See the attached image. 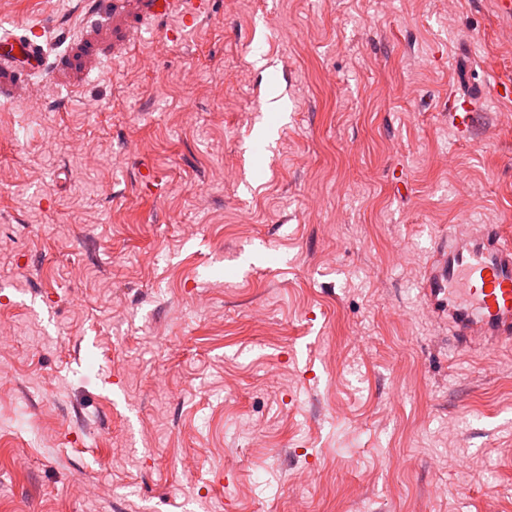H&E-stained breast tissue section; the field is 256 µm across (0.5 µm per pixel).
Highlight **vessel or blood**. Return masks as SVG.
<instances>
[{"mask_svg":"<svg viewBox=\"0 0 512 512\" xmlns=\"http://www.w3.org/2000/svg\"><path fill=\"white\" fill-rule=\"evenodd\" d=\"M209 0H98L101 17L123 20L122 34L112 47L123 54L139 43L146 26L174 17L183 26L206 17ZM41 26L23 35L0 33V99L33 100L32 77L44 73ZM477 112L474 98L458 99L452 109L453 124L470 134ZM430 292L448 302V334L460 350L512 348V240L501 225L478 224L473 231L454 225L448 246L438 252Z\"/></svg>","mask_w":512,"mask_h":512,"instance_id":"1","label":"vessel or blood"}]
</instances>
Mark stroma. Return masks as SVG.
<instances>
[{"mask_svg":"<svg viewBox=\"0 0 512 512\" xmlns=\"http://www.w3.org/2000/svg\"><path fill=\"white\" fill-rule=\"evenodd\" d=\"M94 16L0 0L71 58L0 100V512H512V351L426 288L461 215L512 237V19L213 0L88 61ZM476 112L477 108L474 98L466 97L455 100L451 115L453 124L460 133L465 135L471 133Z\"/></svg>","mask_w":512,"mask_h":512,"instance_id":"stroma-1","label":"stroma"}]
</instances>
